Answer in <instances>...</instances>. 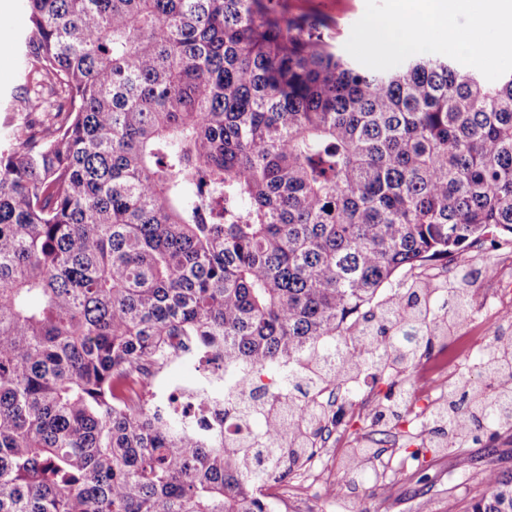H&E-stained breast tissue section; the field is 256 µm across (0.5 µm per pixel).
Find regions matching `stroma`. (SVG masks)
I'll return each instance as SVG.
<instances>
[{"instance_id": "obj_1", "label": "stroma", "mask_w": 512, "mask_h": 512, "mask_svg": "<svg viewBox=\"0 0 512 512\" xmlns=\"http://www.w3.org/2000/svg\"><path fill=\"white\" fill-rule=\"evenodd\" d=\"M284 2L292 13L325 21V36L340 48L365 10V0ZM41 118L37 99L23 89L20 56L12 55L7 63L0 61V145L17 136H29ZM487 264L496 265L504 279L511 280L512 245L490 236L481 246L436 262L434 270L443 281L471 272L469 289L474 306L479 308L484 292L493 286L481 274ZM392 382L402 386L406 379L399 374L391 381L360 382L363 404L349 417L344 433L327 446L328 469L315 479L303 467L290 476L285 492L291 512H468L482 493V477L488 469L512 471V426L487 429L479 439L469 440L458 449L432 448L411 458L407 436L414 431L412 424H394L376 417ZM382 436L389 441L386 451L365 461L355 474L354 485H347L346 452L376 447Z\"/></svg>"}]
</instances>
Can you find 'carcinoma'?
Listing matches in <instances>:
<instances>
[{
	"label": "carcinoma",
	"instance_id": "cac0c4a2",
	"mask_svg": "<svg viewBox=\"0 0 512 512\" xmlns=\"http://www.w3.org/2000/svg\"><path fill=\"white\" fill-rule=\"evenodd\" d=\"M38 133L0 149V512H270L317 447L308 398L407 371L437 336L425 271L512 236V72L343 58L279 0H26ZM389 294L374 303L379 290ZM174 334L275 377L240 442L126 408L118 378ZM340 357L331 373L326 359ZM430 436L512 424V340ZM471 512H512V473Z\"/></svg>",
	"mask_w": 512,
	"mask_h": 512
}]
</instances>
